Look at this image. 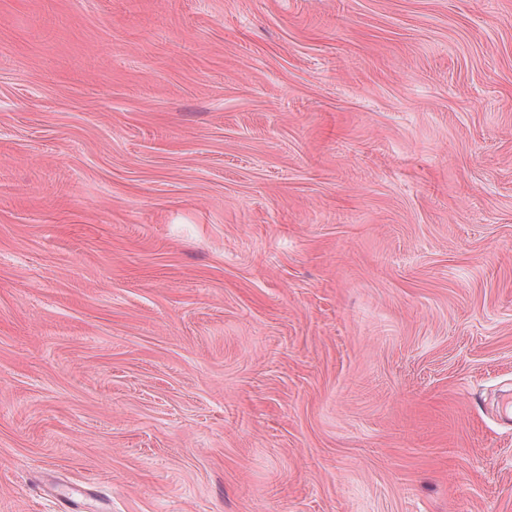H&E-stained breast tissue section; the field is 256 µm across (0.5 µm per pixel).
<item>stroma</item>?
<instances>
[{"label": "stroma", "mask_w": 512, "mask_h": 512, "mask_svg": "<svg viewBox=\"0 0 512 512\" xmlns=\"http://www.w3.org/2000/svg\"><path fill=\"white\" fill-rule=\"evenodd\" d=\"M512 0H0V512H512Z\"/></svg>", "instance_id": "obj_1"}]
</instances>
